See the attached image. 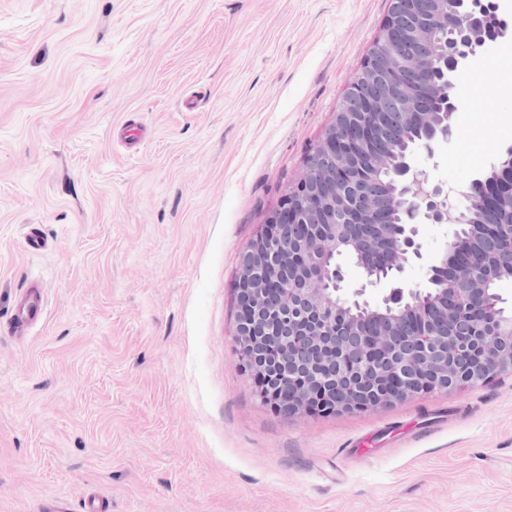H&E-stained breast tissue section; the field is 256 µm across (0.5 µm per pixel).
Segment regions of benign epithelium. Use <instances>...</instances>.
Here are the masks:
<instances>
[{"mask_svg": "<svg viewBox=\"0 0 512 512\" xmlns=\"http://www.w3.org/2000/svg\"><path fill=\"white\" fill-rule=\"evenodd\" d=\"M396 11L387 16L379 33L380 47L370 54L347 81L336 118L317 145L321 157L318 174L306 173L297 181L277 209L268 216L261 231L243 251L235 288L236 338L239 366L258 384L270 368L253 358L265 346L278 362L282 381L294 387L282 397L284 413H313L322 403L323 413L367 410L393 405L413 396L433 391L457 389L458 341L448 330V315L461 304L482 311L485 316L506 325V335L497 339L489 353L470 368L469 381L481 383L498 374H512V320L497 315L485 305L492 283L509 278L494 267L481 271L465 264L448 275L444 298L453 304L433 306L418 298L417 291L396 286L382 301L387 310H410L426 326L421 332L425 343L416 348L401 335L398 316L385 314L367 334L364 322L377 306L339 294L343 281L341 266L330 265L334 254L347 251L360 259L366 285L377 286L401 273L412 256H419L416 224L424 218L434 224L454 226L443 257L457 253L462 237L459 226L478 212L492 225L502 246L512 250V225L499 223L498 206L502 197L512 196V166L497 168L490 179H472L461 187L466 201L462 209L448 205V193L432 185L405 161L394 173L400 186L398 203L402 220L391 224L388 212L371 198L350 205L344 193L348 175L360 168L356 147L380 135L389 116L382 103H394L411 127H426L431 135L421 144L431 151L432 143L453 134L455 97L449 94L454 76L477 58L485 48L509 33L508 23L499 17L493 0H396ZM448 32V48L441 70L422 53L436 31ZM404 71L418 78L419 91L402 94L400 75ZM296 224H330L328 238L315 236L306 244V260L288 248V228ZM351 224H381L378 237L356 236L346 231ZM303 302L312 315V325L289 334L267 325L266 333L256 336L248 321L268 311L275 317L288 306ZM349 354L363 367L362 383L373 388L384 381L397 384L377 398L366 397L354 386L343 398L330 393L331 385L319 368Z\"/></svg>", "mask_w": 512, "mask_h": 512, "instance_id": "obj_1", "label": "benign epithelium"}]
</instances>
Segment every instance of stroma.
Returning <instances> with one entry per match:
<instances>
[{
	"label": "stroma",
	"mask_w": 512,
	"mask_h": 512,
	"mask_svg": "<svg viewBox=\"0 0 512 512\" xmlns=\"http://www.w3.org/2000/svg\"><path fill=\"white\" fill-rule=\"evenodd\" d=\"M389 4L0 0V512H512L511 374L287 417L237 365L240 254ZM453 94L411 154L446 189L512 147V36ZM417 229L423 291L451 228ZM46 316V308L39 288H31L23 297V303L14 314L15 327L19 331L40 323Z\"/></svg>",
	"instance_id": "obj_1"
}]
</instances>
